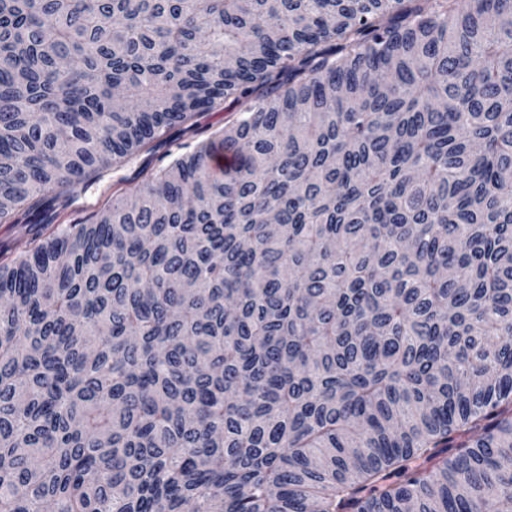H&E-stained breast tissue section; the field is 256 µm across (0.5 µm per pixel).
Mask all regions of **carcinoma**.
Returning <instances> with one entry per match:
<instances>
[{"label":"carcinoma","instance_id":"carcinoma-1","mask_svg":"<svg viewBox=\"0 0 512 512\" xmlns=\"http://www.w3.org/2000/svg\"><path fill=\"white\" fill-rule=\"evenodd\" d=\"M18 213L0 512H512V0H0ZM231 100L224 104L226 110H215L205 112L194 118L190 130L183 131L187 125L173 127L168 135L167 141L157 147L151 153L141 154L133 163L124 166L116 173H112V167L103 173V177L96 182L81 186L75 197L72 207L62 213L54 224H76L86 220L91 213L103 208L112 202V193L117 189L122 191L133 188L140 182L139 171L144 167L157 168L168 164L172 158L187 149L182 148L184 144H191L192 147L209 139L212 132L224 126V123L231 119ZM230 105V106H229ZM119 180H122L118 183Z\"/></svg>","mask_w":512,"mask_h":512}]
</instances>
